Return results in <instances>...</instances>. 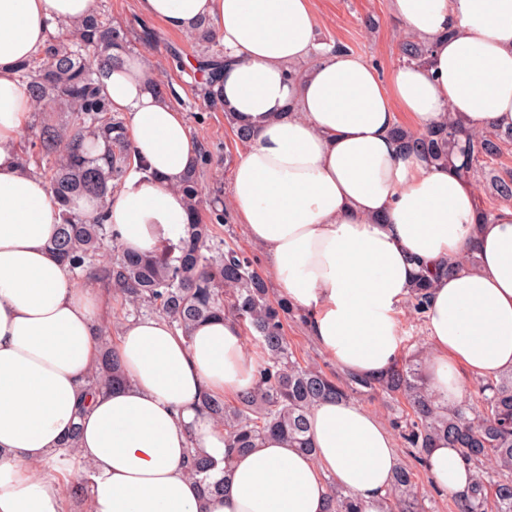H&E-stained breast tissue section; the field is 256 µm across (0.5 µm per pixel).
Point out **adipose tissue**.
<instances>
[{
  "label": "adipose tissue",
  "mask_w": 512,
  "mask_h": 512,
  "mask_svg": "<svg viewBox=\"0 0 512 512\" xmlns=\"http://www.w3.org/2000/svg\"><path fill=\"white\" fill-rule=\"evenodd\" d=\"M404 36L432 43L428 64L389 78L316 38L312 0H136L145 20L188 35L210 25L223 48V103L253 139L226 198L271 262L277 293L320 351L348 376L378 377L400 358L399 314L414 277L433 274L424 312L431 389L461 399L467 383L512 371V207L482 220L455 169L400 152L398 112L416 134L452 116L472 132L512 128V0H390ZM96 0H0V512H66V484L44 471L71 459L87 481L85 512H328L330 485L365 512H385L399 454L391 430L352 400L308 416L309 456L277 437L246 452L201 411L203 393L253 386L258 358L231 319L192 337L159 317L125 321L115 351L127 378L96 397L87 376L111 290L76 286L48 245L63 208L23 167L19 140L34 104L18 66L56 23ZM308 63L299 79L292 66ZM157 72L126 58L105 82L146 172H130L104 208L123 250L148 256L185 234L176 186L200 143ZM476 267L450 273V261ZM214 460L227 488L206 494L190 450ZM435 486L462 499L473 466L441 443L428 453Z\"/></svg>",
  "instance_id": "adipose-tissue-1"
}]
</instances>
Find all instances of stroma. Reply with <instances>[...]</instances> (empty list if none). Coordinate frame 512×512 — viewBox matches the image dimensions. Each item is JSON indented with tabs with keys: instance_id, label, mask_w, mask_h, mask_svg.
<instances>
[{
	"instance_id": "1",
	"label": "stroma",
	"mask_w": 512,
	"mask_h": 512,
	"mask_svg": "<svg viewBox=\"0 0 512 512\" xmlns=\"http://www.w3.org/2000/svg\"><path fill=\"white\" fill-rule=\"evenodd\" d=\"M314 6L321 44L346 47L372 62L384 77L398 65L399 24L390 11L389 0H314ZM97 10L127 30L131 56L151 63L165 84L176 89L175 105L201 145L212 152L214 161L201 179L204 203L200 211L208 213V200L227 190L232 163L245 148L225 119L223 108L207 107L200 95L201 75L195 64L203 56L201 48L192 37L167 30L160 22L139 19L134 0H97ZM285 331L297 361L318 367L328 377H339L336 365L307 336L299 315L289 316ZM400 332L403 357L425 360L428 337L423 315L404 306ZM398 452L412 470L417 495L429 512H456L453 497L435 488L430 474L420 467L413 453L403 446Z\"/></svg>"
}]
</instances>
